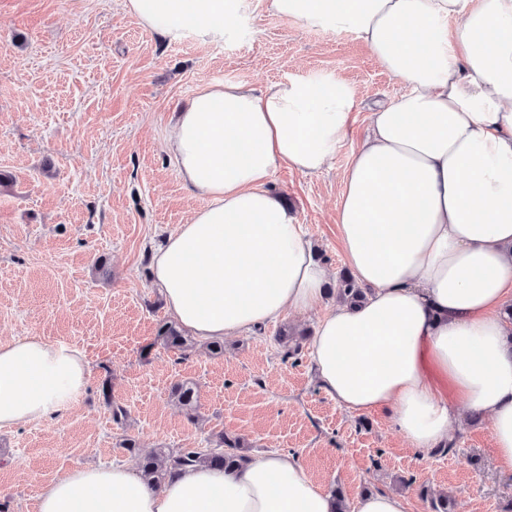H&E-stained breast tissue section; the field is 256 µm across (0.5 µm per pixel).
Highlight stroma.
<instances>
[{
	"mask_svg": "<svg viewBox=\"0 0 512 512\" xmlns=\"http://www.w3.org/2000/svg\"><path fill=\"white\" fill-rule=\"evenodd\" d=\"M340 75L359 91L351 134L332 165L277 169L270 187L340 277L336 207L352 148L377 104L406 92L355 35L306 28L244 0L220 41L170 42L124 0H0V340L40 336L85 355V389L63 415L0 430V512H37L41 487L88 464H137L140 453L209 448L218 432L247 438L250 456L290 452L348 504L374 492L455 498L458 512H512V471L486 419L461 410L448 453H417L385 413L349 412L317 384L308 350L287 357L281 326L313 332L322 309L291 312L197 345L188 359L157 341L169 321L150 275L153 250L198 202L166 150L170 115L210 82L260 87ZM192 381L198 416L171 389ZM127 416L112 418L113 406Z\"/></svg>",
	"mask_w": 512,
	"mask_h": 512,
	"instance_id": "1",
	"label": "stroma"
}]
</instances>
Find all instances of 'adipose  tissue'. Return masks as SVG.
Returning <instances> with one entry per match:
<instances>
[{"label": "adipose tissue", "instance_id": "ef3b65f1", "mask_svg": "<svg viewBox=\"0 0 512 512\" xmlns=\"http://www.w3.org/2000/svg\"><path fill=\"white\" fill-rule=\"evenodd\" d=\"M273 15L348 31L407 84L372 112L336 210L343 261L366 291L326 309L310 342L321 389L386 412L425 453L451 440L449 397L489 419L512 468V0H265ZM153 31L220 40L233 0H124ZM336 76L260 89L201 86L166 148L202 205L154 254L151 278L206 344L322 306L332 277L270 188L288 168H328L354 123ZM81 351L39 336L0 342V430L52 418L87 385ZM288 452L231 470L198 464L151 488L124 463L45 485L37 512H337Z\"/></svg>", "mask_w": 512, "mask_h": 512}]
</instances>
